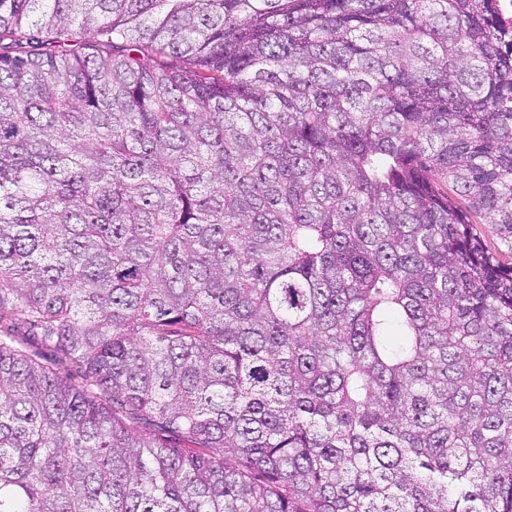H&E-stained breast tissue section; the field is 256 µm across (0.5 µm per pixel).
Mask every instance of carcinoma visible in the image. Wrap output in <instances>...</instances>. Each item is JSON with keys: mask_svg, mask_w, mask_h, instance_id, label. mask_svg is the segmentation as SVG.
<instances>
[{"mask_svg": "<svg viewBox=\"0 0 512 512\" xmlns=\"http://www.w3.org/2000/svg\"><path fill=\"white\" fill-rule=\"evenodd\" d=\"M477 215L494 0H0V512H512Z\"/></svg>", "mask_w": 512, "mask_h": 512, "instance_id": "carcinoma-1", "label": "carcinoma"}]
</instances>
